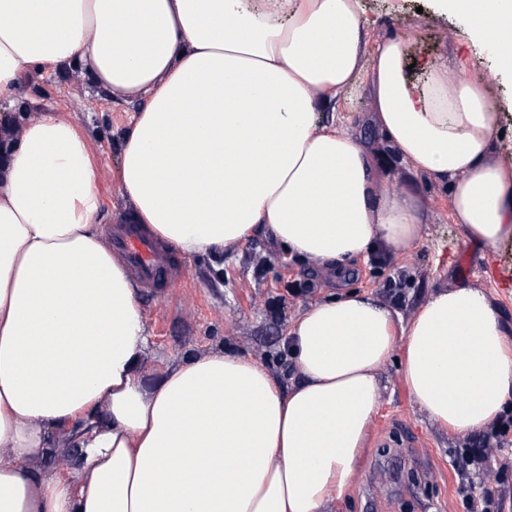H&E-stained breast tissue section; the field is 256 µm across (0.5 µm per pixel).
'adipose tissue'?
<instances>
[{
  "instance_id": "adipose-tissue-1",
  "label": "adipose tissue",
  "mask_w": 512,
  "mask_h": 512,
  "mask_svg": "<svg viewBox=\"0 0 512 512\" xmlns=\"http://www.w3.org/2000/svg\"><path fill=\"white\" fill-rule=\"evenodd\" d=\"M512 70V0H447ZM361 0H0V98L30 69L87 68L139 105L120 154L134 220L188 255L267 231L326 269L403 251L420 201L383 191L366 147L320 108L367 81L375 121L418 172L452 180V213L492 247L512 237V166L492 162L482 81L405 74L407 45L367 51ZM84 136L47 116L0 145V512H325L353 485L397 337L404 383L466 436L512 410V327L473 288L409 321L366 294L313 304L289 331L301 376L186 355L146 388L135 283L104 244ZM68 434L74 471L34 461Z\"/></svg>"
}]
</instances>
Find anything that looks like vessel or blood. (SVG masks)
Returning a JSON list of instances; mask_svg holds the SVG:
<instances>
[{
	"instance_id": "b4317fda",
	"label": "vessel or blood",
	"mask_w": 512,
	"mask_h": 512,
	"mask_svg": "<svg viewBox=\"0 0 512 512\" xmlns=\"http://www.w3.org/2000/svg\"><path fill=\"white\" fill-rule=\"evenodd\" d=\"M110 243L128 272L146 289L172 288L180 280V269L168 250L136 224H116Z\"/></svg>"
}]
</instances>
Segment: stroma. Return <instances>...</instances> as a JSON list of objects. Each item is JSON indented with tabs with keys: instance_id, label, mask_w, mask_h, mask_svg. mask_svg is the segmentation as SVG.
<instances>
[{
	"instance_id": "stroma-1",
	"label": "stroma",
	"mask_w": 512,
	"mask_h": 512,
	"mask_svg": "<svg viewBox=\"0 0 512 512\" xmlns=\"http://www.w3.org/2000/svg\"><path fill=\"white\" fill-rule=\"evenodd\" d=\"M361 5L369 47L393 34L405 38L413 82H421L428 64L435 63L447 70L449 83L476 77L485 84L498 108L492 159L512 164V73L502 69L483 37L464 35L455 15L437 0H361ZM138 105L137 96L110 95L83 66L68 63L49 73L24 72L13 97L0 99V117L9 118L18 131L53 115L82 133L97 170L100 223L105 226L132 220L133 207L117 170L122 134ZM338 111L347 117L343 131L373 155L383 190L412 192L424 203L426 222L415 244L384 253L376 264L351 262L343 273L289 256L267 233L218 254L179 256L183 286L141 297L150 336L140 364L147 385L184 355L218 348L263 362L283 385H290L297 372L281 355L290 327L311 305L348 289L393 306L406 321L438 288H473L496 303L512 324V238L483 246L453 221L450 184L414 172L402 160L372 121L367 83L341 94ZM490 274L499 286L487 282ZM379 376L380 404L355 482L328 512H465L457 489L479 482L482 474L457 472L451 461L456 452L476 447L480 435L458 436L431 423L414 404L397 360H390Z\"/></svg>"
}]
</instances>
